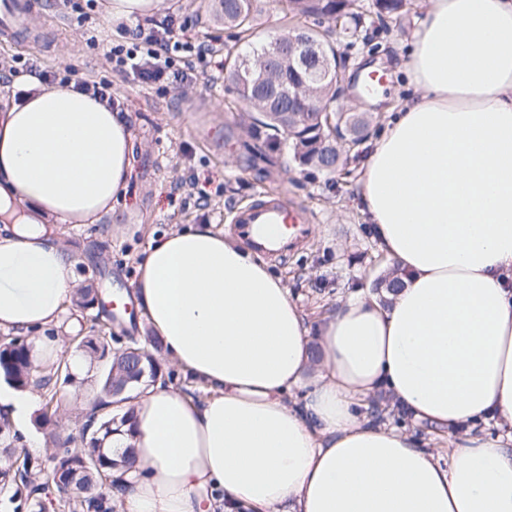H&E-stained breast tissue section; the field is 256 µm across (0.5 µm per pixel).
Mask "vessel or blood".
<instances>
[{"instance_id": "vessel-or-blood-1", "label": "vessel or blood", "mask_w": 512, "mask_h": 512, "mask_svg": "<svg viewBox=\"0 0 512 512\" xmlns=\"http://www.w3.org/2000/svg\"><path fill=\"white\" fill-rule=\"evenodd\" d=\"M26 0H0V37L10 38L25 26ZM309 218L299 206L288 203L279 191H265L257 201L236 207L231 224L256 251L264 254L284 252L288 243L304 235Z\"/></svg>"}]
</instances>
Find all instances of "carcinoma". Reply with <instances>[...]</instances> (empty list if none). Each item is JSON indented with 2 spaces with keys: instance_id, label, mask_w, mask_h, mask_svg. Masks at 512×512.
<instances>
[{
  "instance_id": "1",
  "label": "carcinoma",
  "mask_w": 512,
  "mask_h": 512,
  "mask_svg": "<svg viewBox=\"0 0 512 512\" xmlns=\"http://www.w3.org/2000/svg\"><path fill=\"white\" fill-rule=\"evenodd\" d=\"M284 16L300 18L309 23V34L319 38L320 29L334 28L339 34L351 37L363 28L364 13L359 0H280ZM411 0H373L377 17L397 15ZM219 22L241 33H254L257 11L256 0H218ZM295 28L278 33L281 49L274 50L267 41L261 52L236 63L224 77L231 92L243 103L251 117V141L243 144L247 160L259 171L265 172L287 154L301 167L323 174H333L340 167L337 163L340 149L338 142L359 143L367 122L363 115L353 112H331L332 123L321 119L320 111L330 112V103L336 100L341 79L339 67L345 62L338 59L336 47L326 42L323 59L330 73L310 89L304 88L307 69L292 66L288 52L289 37ZM73 305L81 315H90L89 330L79 331L76 349L87 353L100 362L95 396L85 414L86 421L80 439H67L69 444L62 453L51 456L53 468L62 471L61 490L74 486L79 500L77 508L101 507L102 488L109 485L115 491L122 490L123 474L136 465L133 448L106 447L112 433L131 425L136 398L134 391L143 383L166 382L156 353L161 351V341L148 336L140 341L128 337L125 345L114 348L112 343L121 340L99 314L93 313L99 300L95 289L78 288ZM32 345L10 338L0 343V377L16 388L31 385L43 390V407L38 419L42 429L49 431V439L57 443L55 427L59 416L57 385L74 381L68 369H55L48 375H35ZM122 392V404L111 407L112 391ZM14 435L8 421H0V452L10 457L15 453ZM39 472L31 461L23 459L22 466L0 473L3 484L15 486V492H26L29 506L36 512H44L39 497L36 478Z\"/></svg>"
}]
</instances>
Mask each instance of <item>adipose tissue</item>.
<instances>
[{
  "instance_id": "ef3b65f1",
  "label": "adipose tissue",
  "mask_w": 512,
  "mask_h": 512,
  "mask_svg": "<svg viewBox=\"0 0 512 512\" xmlns=\"http://www.w3.org/2000/svg\"><path fill=\"white\" fill-rule=\"evenodd\" d=\"M357 210L403 286L317 321L267 261L209 226L151 239L136 307L206 386L132 403L125 512H512V0H428ZM0 113V331L59 326L75 288L48 225L112 218L131 172L123 112L30 80ZM385 394L447 435L372 421ZM493 423L497 436L475 433ZM391 426L400 428L402 430H407L409 432H415L418 436H425L428 440L429 437H432L431 442L429 443V447L432 448L435 452L439 451L441 454L446 453L448 447L438 448L439 446H445L446 441L443 438H440L436 433L430 432L423 425H416L411 423L408 420H403L402 422L396 421V419L391 416L387 420H384Z\"/></svg>"
}]
</instances>
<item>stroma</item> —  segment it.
Wrapping results in <instances>:
<instances>
[{
	"label": "stroma",
	"instance_id": "obj_1",
	"mask_svg": "<svg viewBox=\"0 0 512 512\" xmlns=\"http://www.w3.org/2000/svg\"><path fill=\"white\" fill-rule=\"evenodd\" d=\"M214 2L166 0V14L184 27L191 42H205L211 49L196 63V80L187 84H144L113 71L107 56L121 42L117 28L102 9H90L87 0H28L29 29L18 43H0V61L13 59L21 70L31 65L60 79L110 82L115 102L128 114L133 169L119 205L120 220L63 227L73 248L77 285L92 283L132 299L136 267L151 238L199 224L233 236L231 207L278 188L314 222L301 245L270 259L269 265L313 321L352 291L373 284L392 265L353 206L367 147L348 153L346 166L331 175L302 169L288 158L266 178L248 168L241 147L248 137L240 123L245 108L228 91L224 76L236 55L260 47L264 32L280 30L282 13L278 0H260L263 32L240 40L214 20ZM425 2L414 0L410 12L381 22L372 0H361L367 9L366 40L344 38L338 44L347 74L358 75L362 58L404 59ZM87 366L86 381L58 389L61 435L82 432L91 378L98 370L96 361Z\"/></svg>",
	"mask_w": 512,
	"mask_h": 512
}]
</instances>
